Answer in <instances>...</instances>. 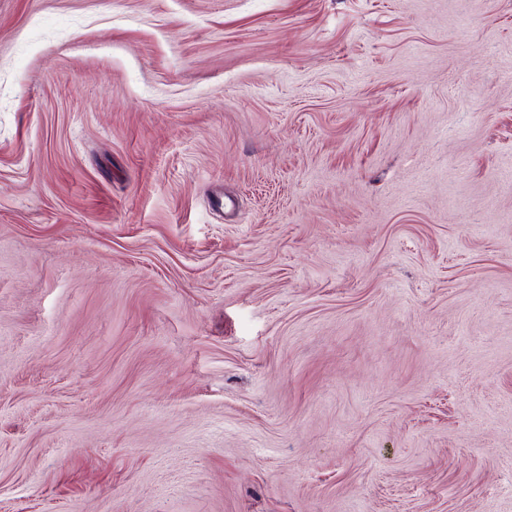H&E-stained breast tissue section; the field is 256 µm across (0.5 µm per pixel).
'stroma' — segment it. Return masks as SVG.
Masks as SVG:
<instances>
[{
	"label": "stroma",
	"instance_id": "obj_1",
	"mask_svg": "<svg viewBox=\"0 0 512 512\" xmlns=\"http://www.w3.org/2000/svg\"><path fill=\"white\" fill-rule=\"evenodd\" d=\"M0 512H512V0H0Z\"/></svg>",
	"mask_w": 512,
	"mask_h": 512
}]
</instances>
